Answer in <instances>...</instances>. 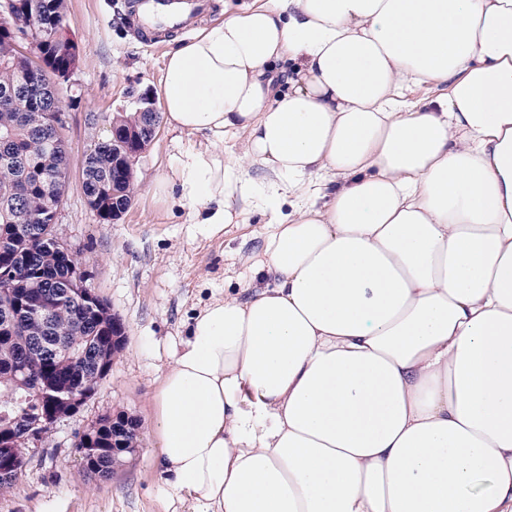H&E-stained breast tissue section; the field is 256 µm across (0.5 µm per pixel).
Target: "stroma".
I'll return each instance as SVG.
<instances>
[{"mask_svg": "<svg viewBox=\"0 0 512 512\" xmlns=\"http://www.w3.org/2000/svg\"><path fill=\"white\" fill-rule=\"evenodd\" d=\"M114 2L65 0L83 58L58 86L69 154L58 228L79 248L96 295L123 323L125 345L92 398L54 424L50 444L37 450L13 490L0 495V512H166L149 415L167 360L149 353L147 345L184 335L197 305L237 292L248 275L245 260L261 252L268 229L266 216L251 212L205 237L189 224L186 210L159 200L156 181L171 174L189 145L186 135L165 124L134 161L129 209L102 223L88 208L82 191L86 153L108 135L113 116L135 110L138 94L158 95L164 56L172 47L168 40L157 47L141 44ZM105 413L136 418L139 443L99 483L88 475L75 443Z\"/></svg>", "mask_w": 512, "mask_h": 512, "instance_id": "stroma-1", "label": "stroma"}]
</instances>
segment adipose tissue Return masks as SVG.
Segmentation results:
<instances>
[{"label": "adipose tissue", "instance_id": "adipose-tissue-1", "mask_svg": "<svg viewBox=\"0 0 512 512\" xmlns=\"http://www.w3.org/2000/svg\"><path fill=\"white\" fill-rule=\"evenodd\" d=\"M160 97L195 139L165 201L268 217L240 292L156 345L168 505L512 512V0H250Z\"/></svg>", "mask_w": 512, "mask_h": 512}]
</instances>
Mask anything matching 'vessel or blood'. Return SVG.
<instances>
[{
    "label": "vessel or blood",
    "instance_id": "1",
    "mask_svg": "<svg viewBox=\"0 0 512 512\" xmlns=\"http://www.w3.org/2000/svg\"><path fill=\"white\" fill-rule=\"evenodd\" d=\"M128 8L137 35L152 40L188 26L207 12L208 4L206 0H130Z\"/></svg>",
    "mask_w": 512,
    "mask_h": 512
}]
</instances>
